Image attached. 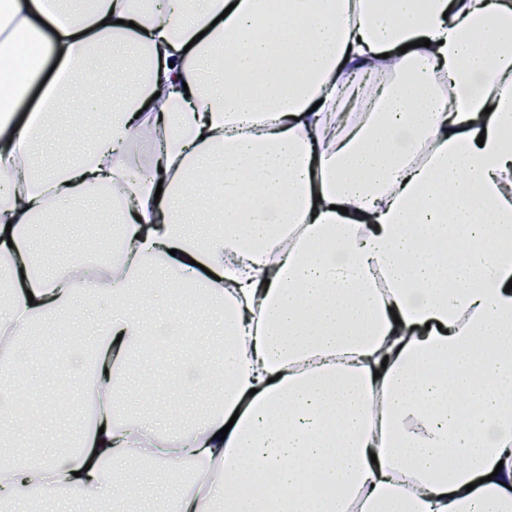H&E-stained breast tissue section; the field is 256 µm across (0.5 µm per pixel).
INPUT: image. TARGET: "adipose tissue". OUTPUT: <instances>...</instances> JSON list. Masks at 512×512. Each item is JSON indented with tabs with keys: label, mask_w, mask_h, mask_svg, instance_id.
<instances>
[{
	"label": "adipose tissue",
	"mask_w": 512,
	"mask_h": 512,
	"mask_svg": "<svg viewBox=\"0 0 512 512\" xmlns=\"http://www.w3.org/2000/svg\"><path fill=\"white\" fill-rule=\"evenodd\" d=\"M273 2L0 0V364L83 313L98 394L76 453L0 462V505L43 485L107 501L128 456L179 483L190 456L197 491L164 512H512V0H285L257 37ZM103 46L127 76L110 96ZM362 72L386 81L352 120ZM68 74L85 149L44 168ZM97 189L123 248L42 267L39 229L65 202L102 223ZM198 329L218 353L173 374L216 393L201 427L118 423L138 338ZM260 471L288 495H243Z\"/></svg>",
	"instance_id": "ef3b65f1"
}]
</instances>
